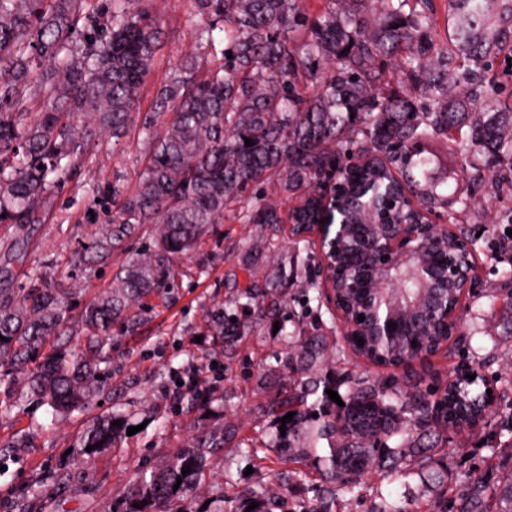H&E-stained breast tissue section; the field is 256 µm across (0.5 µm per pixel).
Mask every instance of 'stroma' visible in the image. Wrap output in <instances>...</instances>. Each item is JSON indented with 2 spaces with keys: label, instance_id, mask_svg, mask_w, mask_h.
<instances>
[{
  "label": "stroma",
  "instance_id": "obj_1",
  "mask_svg": "<svg viewBox=\"0 0 512 512\" xmlns=\"http://www.w3.org/2000/svg\"><path fill=\"white\" fill-rule=\"evenodd\" d=\"M152 15L162 30L163 47L140 90V108L130 118V133L120 144L105 137L92 144L86 161L53 188L43 223L0 224V289L18 295L33 286L74 289V304L66 312L74 320L79 308L106 292L115 275L135 254L153 241L150 225L116 242L98 256L96 244L112 222L113 187L134 190L149 162L141 125L149 115L156 91L169 72L189 53L200 68L210 57L198 41L191 0H153ZM429 164L427 180L441 199L462 209L461 224L469 235H480L486 246L474 257V290L462 303L458 331L464 347L440 351L428 361L400 367L372 363L356 355L344 341L341 327L327 330L334 354L319 363L318 374L336 378L346 393L358 379L387 381L413 375L424 390L445 386L464 363L478 365L492 388L501 391L479 430H458L443 443L432 476L421 481L412 462L398 472L360 473L361 489L353 497L336 493V512H374L379 493L393 492L409 512H431L441 487L454 493L483 476L488 486L512 479V457L499 451L495 434L504 414L512 412V310L504 305L512 294V254L489 248L512 220V192H496L490 183L473 185L460 147L440 140L421 146ZM247 200L230 203L223 223L213 225L194 248L176 263L180 276L160 295L150 297L135 330H114L102 353V383L88 411L62 418L33 397L0 414V446L24 436L28 445L0 458V512H116L136 473L163 466L192 434L224 430L219 453L201 487L181 502L184 512H240L252 493L278 494L290 512H312L320 481L312 461L300 465L306 478L290 477L291 464L273 447L278 426L269 412L276 399L298 389L301 375L290 364L280 334L271 319L257 311H242L239 287L255 281L268 296L286 300L281 326L310 335L322 320L305 307L303 296L321 260L318 243L297 238L288 228L274 230L243 223ZM236 312L245 324L242 335L217 334L215 311ZM201 382L187 391L182 382L191 374ZM120 415L135 433L119 447L83 455L79 442L95 417ZM257 448V458L245 456Z\"/></svg>",
  "mask_w": 512,
  "mask_h": 512
}]
</instances>
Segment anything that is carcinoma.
<instances>
[{
	"instance_id": "cac0c4a2",
	"label": "carcinoma",
	"mask_w": 512,
	"mask_h": 512,
	"mask_svg": "<svg viewBox=\"0 0 512 512\" xmlns=\"http://www.w3.org/2000/svg\"><path fill=\"white\" fill-rule=\"evenodd\" d=\"M150 2L106 0L101 8L110 24L103 29L91 23V0H0V224L42 223L50 184L80 166L88 143L128 135L139 89L160 48ZM353 2L343 22L327 14L310 23L298 0H194L200 44L216 65L199 82L187 60L158 88L152 112L162 125L143 127L149 164L134 191L112 189L120 204L97 249L110 251L141 224L154 226V245L80 311L77 327L87 341L81 355L59 349L35 360L48 337L59 334L69 292L31 288L0 301V337L7 338L0 340V381H8V396L17 395L19 385L59 413L88 406L99 389L95 356L112 325L134 327L136 312L175 275L179 257L210 225L223 223L227 201L271 173L281 175L283 191L304 189L306 195L286 218L259 201L244 215L247 224L319 223L334 175L348 184L345 217L352 222L388 187L400 194L409 189L430 211L438 194L413 173L427 158L414 159L412 147L429 136L455 143L453 133L465 128L474 179L512 191V137L505 136L512 128V93L491 106L486 98V90L503 88L493 62L512 53V0H448V17L456 23L440 49L412 37L410 29L426 32L433 18L424 9L407 18L411 0ZM376 14L382 24L370 33ZM77 36L82 41L75 50ZM403 48L410 89L388 95L372 69ZM417 91L430 94L422 111ZM34 99L40 110L26 128L22 117ZM344 133L361 140V152L373 158L368 169L339 166L332 145ZM213 322L226 336L244 329L223 312ZM326 349L317 335L304 340L295 365L307 379L299 393L273 403L280 419L294 413L278 440L282 459L311 457L320 471L313 512H332L336 488L354 489V476L367 469L408 457L431 471L439 448L420 434L439 431L448 410L477 396L465 383H450L447 397L435 402L417 386L404 392L394 381L358 380L338 407L327 394L336 386L312 376ZM117 420L89 421L81 448L117 447L126 429L124 422L112 426ZM223 448L222 428L192 436L163 469L130 483L125 512H180L176 501L199 485ZM186 465L191 473L185 476ZM253 501L259 506L251 512H284L278 495ZM459 512H512V481L491 491L474 481Z\"/></svg>"
}]
</instances>
